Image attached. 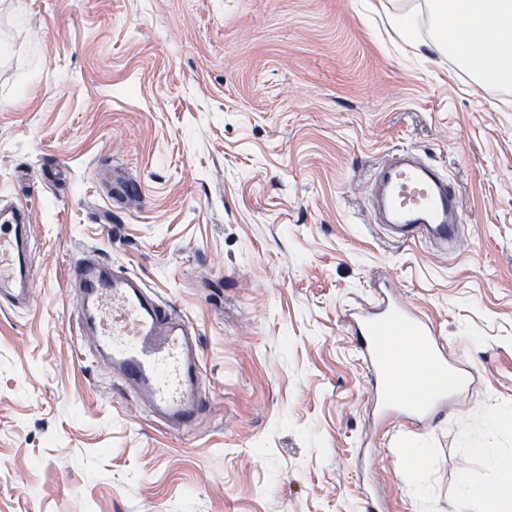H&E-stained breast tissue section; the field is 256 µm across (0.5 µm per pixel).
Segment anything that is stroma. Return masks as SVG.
<instances>
[{
  "instance_id": "stroma-1",
  "label": "stroma",
  "mask_w": 512,
  "mask_h": 512,
  "mask_svg": "<svg viewBox=\"0 0 512 512\" xmlns=\"http://www.w3.org/2000/svg\"><path fill=\"white\" fill-rule=\"evenodd\" d=\"M410 148L463 205L400 243L369 171ZM0 512H483L512 460V88L402 46L368 0H0ZM94 252L192 322L207 410L112 383L69 267ZM388 277L472 383L428 429L371 406L346 312ZM426 449L414 466L409 455ZM26 211L17 208L10 218L0 212V298L14 303L27 300L33 277L27 261L29 224Z\"/></svg>"
}]
</instances>
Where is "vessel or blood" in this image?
<instances>
[{"label": "vessel or blood", "mask_w": 512, "mask_h": 512, "mask_svg": "<svg viewBox=\"0 0 512 512\" xmlns=\"http://www.w3.org/2000/svg\"><path fill=\"white\" fill-rule=\"evenodd\" d=\"M370 182L372 207L395 238L439 247L457 242L462 205L436 164L399 150L373 170ZM28 231L24 209L0 214V298L15 303L27 300L33 285ZM74 274L82 325L96 338L95 359L167 426L191 428L206 398L201 347L189 319L138 277L113 272L102 257L85 255ZM347 321L381 412L399 410L424 426L469 385V370L439 343L431 322L389 292L378 291L373 306L351 310Z\"/></svg>", "instance_id": "obj_1"}]
</instances>
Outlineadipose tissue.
I'll return each mask as SVG.
<instances>
[{
    "label": "adipose tissue",
    "mask_w": 512,
    "mask_h": 512,
    "mask_svg": "<svg viewBox=\"0 0 512 512\" xmlns=\"http://www.w3.org/2000/svg\"><path fill=\"white\" fill-rule=\"evenodd\" d=\"M394 18L410 37L429 20L427 48L455 54L475 84L512 80V52L503 47L512 39V0H419Z\"/></svg>",
    "instance_id": "ef3b65f1"
}]
</instances>
